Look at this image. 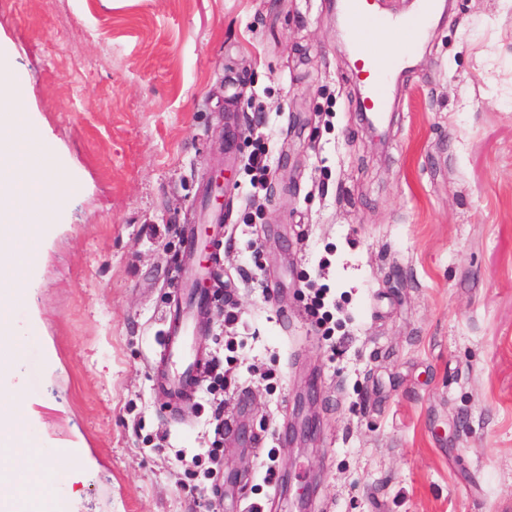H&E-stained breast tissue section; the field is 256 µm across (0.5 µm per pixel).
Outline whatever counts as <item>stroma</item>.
<instances>
[{
    "label": "stroma",
    "mask_w": 512,
    "mask_h": 512,
    "mask_svg": "<svg viewBox=\"0 0 512 512\" xmlns=\"http://www.w3.org/2000/svg\"><path fill=\"white\" fill-rule=\"evenodd\" d=\"M0 54L70 188L18 274L9 378L68 512H512V0L440 8L374 128L333 0H0ZM219 217L205 382L177 409L153 365L182 228ZM310 383L301 448L281 433ZM219 406L250 439L215 465ZM238 140L239 134L235 127L227 123L224 126V162L214 171L210 182V193L217 196L218 200H222L220 204H224V199H221L224 196V174L226 167H229L230 163L235 160Z\"/></svg>",
    "instance_id": "obj_1"
}]
</instances>
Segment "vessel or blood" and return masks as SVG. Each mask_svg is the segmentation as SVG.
I'll return each instance as SVG.
<instances>
[{
	"label": "vessel or blood",
	"instance_id": "obj_1",
	"mask_svg": "<svg viewBox=\"0 0 512 512\" xmlns=\"http://www.w3.org/2000/svg\"><path fill=\"white\" fill-rule=\"evenodd\" d=\"M342 2L356 74L365 88L363 108L383 117L390 107L391 77L417 52L426 20L437 0H420L417 16L397 20L380 15L373 0ZM377 31L383 32V40L371 41V33ZM197 278L198 271L190 263L184 270V304L170 321L165 347L166 383L184 395L190 394L199 381L193 333L203 297L193 289Z\"/></svg>",
	"mask_w": 512,
	"mask_h": 512
}]
</instances>
